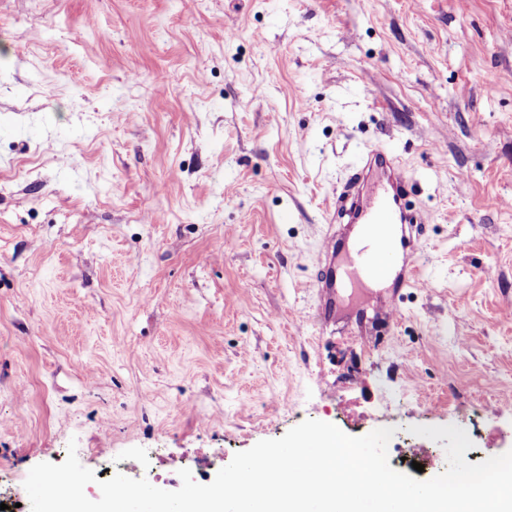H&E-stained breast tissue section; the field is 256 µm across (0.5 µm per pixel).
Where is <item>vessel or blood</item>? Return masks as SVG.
I'll use <instances>...</instances> for the list:
<instances>
[{
    "label": "vessel or blood",
    "mask_w": 512,
    "mask_h": 512,
    "mask_svg": "<svg viewBox=\"0 0 512 512\" xmlns=\"http://www.w3.org/2000/svg\"><path fill=\"white\" fill-rule=\"evenodd\" d=\"M408 197L406 178L392 156L380 148L365 152L359 172L336 201V216L370 234L374 249L369 252L349 246L332 227L323 234L315 283L319 320H326L344 291L361 287L370 268L393 250L417 251L424 220ZM421 285L414 260H407L395 276L396 293Z\"/></svg>",
    "instance_id": "b4317fda"
}]
</instances>
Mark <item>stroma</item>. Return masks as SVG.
Wrapping results in <instances>:
<instances>
[{
	"instance_id": "stroma-1",
	"label": "stroma",
	"mask_w": 512,
	"mask_h": 512,
	"mask_svg": "<svg viewBox=\"0 0 512 512\" xmlns=\"http://www.w3.org/2000/svg\"><path fill=\"white\" fill-rule=\"evenodd\" d=\"M372 146L425 219L397 325L314 319ZM512 0H0V489L69 442L209 476L308 419L512 450ZM105 449L102 457L86 456Z\"/></svg>"
}]
</instances>
